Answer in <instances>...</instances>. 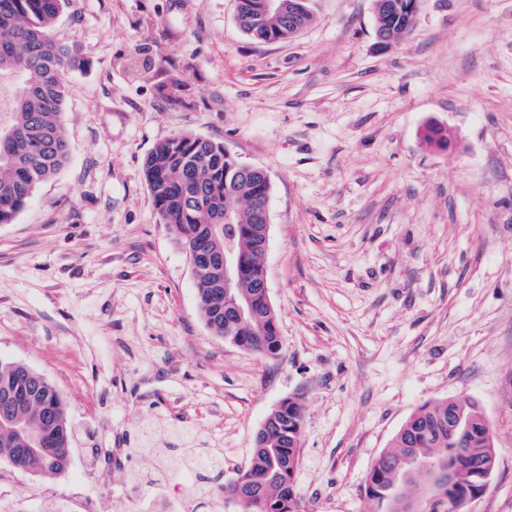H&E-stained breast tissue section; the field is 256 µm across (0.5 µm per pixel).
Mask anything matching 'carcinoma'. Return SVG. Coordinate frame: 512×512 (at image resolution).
<instances>
[{
    "instance_id": "1",
    "label": "carcinoma",
    "mask_w": 512,
    "mask_h": 512,
    "mask_svg": "<svg viewBox=\"0 0 512 512\" xmlns=\"http://www.w3.org/2000/svg\"><path fill=\"white\" fill-rule=\"evenodd\" d=\"M238 11L251 21L260 17L263 0H236ZM66 0H0V89L6 108L0 112V224H11L30 204L39 186L69 161L71 143L62 120L68 73L81 64L80 49L58 44L51 35ZM408 0H390L387 11L375 14L377 24L400 40L410 31ZM282 40L288 27L268 19L259 28ZM424 140L446 149L448 131L430 126ZM144 176L154 208L189 256L198 309L209 332L262 357L281 353L280 322L260 288L264 252L256 205L270 194V185L245 172L224 145L194 133L158 142L147 154ZM231 221L224 223L225 214ZM235 250L243 270L234 294L250 298L253 314L228 324L224 320V271L213 257ZM479 407L462 400H441L419 406L406 419L371 467L366 496L382 512H399L397 491L403 473L387 462L428 460L451 469L458 480L439 481V494L462 505L481 488L483 464L496 463L494 439ZM303 408L299 398H284L267 415V429L254 449L249 467L224 485V499L248 489L252 500L240 512H303L294 485L301 464ZM73 430L66 406L56 389L26 365L0 360V460L16 465L22 448H53L51 455H30L26 470L57 476L72 454ZM176 469L186 459L205 456L183 437L169 442Z\"/></svg>"
}]
</instances>
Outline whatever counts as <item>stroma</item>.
I'll list each match as a JSON object with an SVG mask.
<instances>
[{
	"label": "stroma",
	"mask_w": 512,
	"mask_h": 512,
	"mask_svg": "<svg viewBox=\"0 0 512 512\" xmlns=\"http://www.w3.org/2000/svg\"><path fill=\"white\" fill-rule=\"evenodd\" d=\"M78 45L65 168L0 225V359L47 377L68 409L66 474L0 461V512L150 493L138 433L192 428L232 479L283 398L304 408L294 482L306 512H370L375 458L424 403L468 399L497 450L466 512H512V0H421L375 45L373 0H318L297 36L260 43L234 0H69ZM451 130L442 151L427 125ZM183 132L270 180L273 359L212 336L191 262L154 209L143 161ZM120 448L107 480L101 451Z\"/></svg>",
	"instance_id": "35a3bbf8"
}]
</instances>
